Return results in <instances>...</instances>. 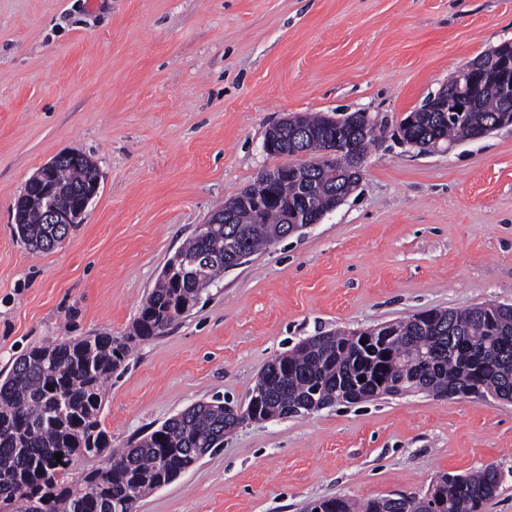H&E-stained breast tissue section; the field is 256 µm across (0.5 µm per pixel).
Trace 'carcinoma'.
Masks as SVG:
<instances>
[{"label":"carcinoma","mask_w":512,"mask_h":512,"mask_svg":"<svg viewBox=\"0 0 512 512\" xmlns=\"http://www.w3.org/2000/svg\"><path fill=\"white\" fill-rule=\"evenodd\" d=\"M512 50L471 60L483 73L481 88L463 112H416L399 124L420 145L440 140L451 145L487 126L509 120L497 92L496 66ZM307 138H280L279 149L320 157L330 148L326 121L303 115ZM350 137L367 155L375 136L360 127L336 137V148ZM93 161L62 162L54 182L63 195L78 192L92 178ZM347 155L324 169L312 161L291 163L288 172L258 178L235 196L224 224L183 245L181 261L158 278L132 324L129 335L85 336L51 341L22 353L0 378V512H135L149 492L170 484L198 462V452L224 445V436L243 421L224 415V403L193 404L159 428L111 447L101 426L105 388L129 355L132 343L164 334L199 302L198 278L215 284L242 253L255 254L287 238L294 225L309 220L304 199L318 209L332 196H348L359 178L347 172ZM18 234L34 249L50 251L68 232L65 224H45L37 210H27ZM392 338L382 348L361 343L351 332L310 336L288 356H277L260 373L247 412L259 417L290 418L309 413L313 400L341 399L356 404L375 391L396 396L412 388L430 394L447 389L461 396L490 395L512 401V306L482 303L464 310L430 309L388 323ZM108 457L100 466L74 474L73 457ZM62 454L56 461L55 454ZM500 487L493 465L467 474L445 473L429 489L441 512H484ZM317 512H428L427 496H388L359 505L345 498L311 502Z\"/></svg>","instance_id":"cac0c4a2"}]
</instances>
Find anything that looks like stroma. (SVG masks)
<instances>
[{"instance_id": "35a3bbf8", "label": "stroma", "mask_w": 512, "mask_h": 512, "mask_svg": "<svg viewBox=\"0 0 512 512\" xmlns=\"http://www.w3.org/2000/svg\"><path fill=\"white\" fill-rule=\"evenodd\" d=\"M512 40V0H0V372L28 348L128 335L167 261L215 207L280 165L285 115L366 112L380 134L321 223L226 271L106 387L121 448L214 398L246 405L301 340L432 309L512 305V126L428 154L395 131L466 62ZM99 170L82 224L39 252L16 233L60 153ZM495 465L512 512V402L424 392L247 422L136 512H304L423 496Z\"/></svg>"}]
</instances>
